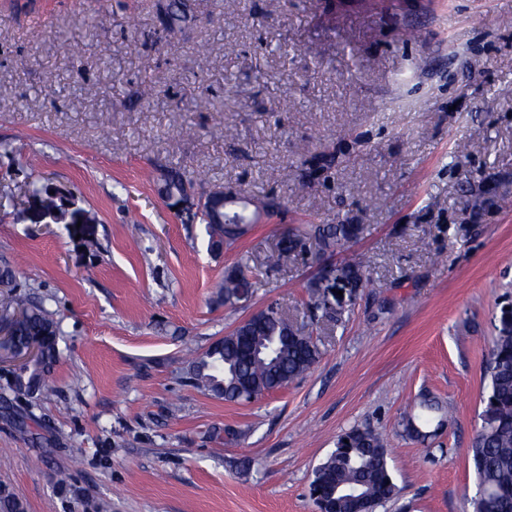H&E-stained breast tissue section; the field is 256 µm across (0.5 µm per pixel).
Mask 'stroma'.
<instances>
[{"instance_id":"stroma-1","label":"stroma","mask_w":512,"mask_h":512,"mask_svg":"<svg viewBox=\"0 0 512 512\" xmlns=\"http://www.w3.org/2000/svg\"><path fill=\"white\" fill-rule=\"evenodd\" d=\"M195 4L170 36L155 0H0V268L60 328L54 392L0 376V483L28 512H317L314 469L360 428L397 486L375 512H473L512 301V0ZM174 168L269 208L214 255L159 193ZM36 181L95 216L96 250L36 223ZM340 222L364 232L263 266L290 229ZM354 259L358 286L313 297ZM241 262L251 294L224 302ZM272 303L317 344L309 373L250 403L191 386L186 348ZM424 395L454 413L421 442Z\"/></svg>"}]
</instances>
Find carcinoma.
<instances>
[{"label":"carcinoma","mask_w":512,"mask_h":512,"mask_svg":"<svg viewBox=\"0 0 512 512\" xmlns=\"http://www.w3.org/2000/svg\"><path fill=\"white\" fill-rule=\"evenodd\" d=\"M194 18V0H166L163 4L162 27L170 35L185 32ZM195 184L191 172L169 170L162 176L160 192L170 196ZM30 195L39 198L48 214H57L59 223L67 224L71 193L35 182ZM219 206H223V199H211L202 218L212 253L232 244L237 226L254 222V214L242 204L229 213L228 223L212 224L208 216ZM361 231L358 224H303L288 232L287 245L278 247L267 261L288 262L305 240L313 241L323 252L334 251ZM246 282L242 267L228 271L219 284L224 302L231 301ZM12 287V272L1 271L0 288L6 289V296L0 318L11 321L12 336L0 343V350H17L30 340L40 342V357L15 371L12 380L29 394H42L52 390L59 329L42 305L13 292ZM495 330L485 367L487 392L472 445L478 486L475 512H512V309L500 311ZM318 359L319 349L312 339L305 334L293 335V322L271 304L193 357L188 375L192 384L215 397L238 402L247 400L249 394L257 398L288 385L307 373ZM396 491L384 440L372 430L357 428L337 440L334 451L314 469L310 484L315 505L325 501V512H352L359 498L364 509L375 512ZM0 512L27 510L22 500L0 486Z\"/></svg>","instance_id":"obj_1"}]
</instances>
